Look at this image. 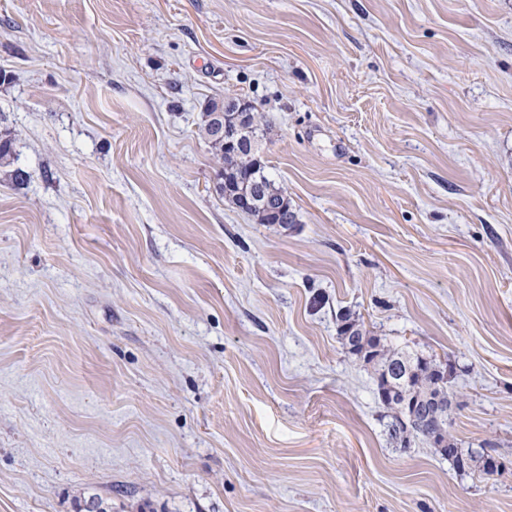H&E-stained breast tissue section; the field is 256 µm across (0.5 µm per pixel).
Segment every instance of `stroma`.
<instances>
[{"label": "stroma", "mask_w": 512, "mask_h": 512, "mask_svg": "<svg viewBox=\"0 0 512 512\" xmlns=\"http://www.w3.org/2000/svg\"><path fill=\"white\" fill-rule=\"evenodd\" d=\"M0 131V512H512V0H0ZM343 313L504 469L396 448ZM219 109H217L216 100H209L205 106V112L209 114L213 112L210 121H214V130L218 135H223V139L216 138L211 130L208 119L203 120L199 127V134L207 142L212 154L219 163L223 165L222 170L219 172L218 179L224 180V170L229 171V178L233 177V173H243L248 171L254 166L253 159L255 154L250 153L248 150H242L239 153L229 154L224 151V141L228 147H237L242 144V137L239 132L229 130L224 126V113L225 110L235 108L238 112H251L247 107L249 104L242 98L225 97L224 101H218ZM222 105L224 109L221 110ZM250 105V104H249ZM251 106V105H250Z\"/></svg>", "instance_id": "stroma-1"}]
</instances>
